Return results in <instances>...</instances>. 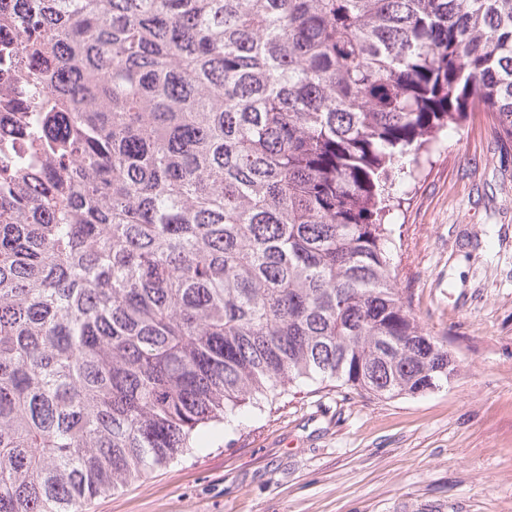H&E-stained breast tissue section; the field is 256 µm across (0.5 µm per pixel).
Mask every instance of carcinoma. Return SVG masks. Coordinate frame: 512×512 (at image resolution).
Masks as SVG:
<instances>
[{
  "instance_id": "carcinoma-1",
  "label": "carcinoma",
  "mask_w": 512,
  "mask_h": 512,
  "mask_svg": "<svg viewBox=\"0 0 512 512\" xmlns=\"http://www.w3.org/2000/svg\"><path fill=\"white\" fill-rule=\"evenodd\" d=\"M0 512H86L302 380L457 372L387 183L512 147V0H0Z\"/></svg>"
}]
</instances>
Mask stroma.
<instances>
[{
    "label": "stroma",
    "mask_w": 512,
    "mask_h": 512,
    "mask_svg": "<svg viewBox=\"0 0 512 512\" xmlns=\"http://www.w3.org/2000/svg\"><path fill=\"white\" fill-rule=\"evenodd\" d=\"M400 288L459 365L377 399L309 381L87 512H512V149L471 112L395 176Z\"/></svg>",
    "instance_id": "35a3bbf8"
}]
</instances>
